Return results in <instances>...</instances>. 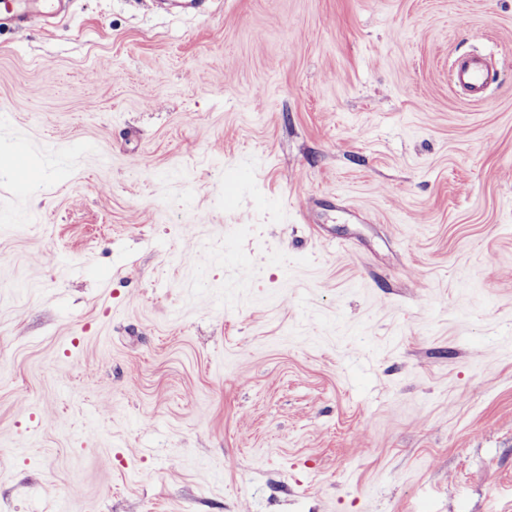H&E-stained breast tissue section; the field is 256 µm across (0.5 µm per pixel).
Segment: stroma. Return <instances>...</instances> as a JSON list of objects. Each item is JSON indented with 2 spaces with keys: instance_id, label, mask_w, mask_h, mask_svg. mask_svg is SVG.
<instances>
[{
  "instance_id": "1",
  "label": "stroma",
  "mask_w": 512,
  "mask_h": 512,
  "mask_svg": "<svg viewBox=\"0 0 512 512\" xmlns=\"http://www.w3.org/2000/svg\"><path fill=\"white\" fill-rule=\"evenodd\" d=\"M0 512H512V0L0 31ZM492 70L483 55H467L451 65L453 84L465 91L473 102L482 101L489 89Z\"/></svg>"
}]
</instances>
